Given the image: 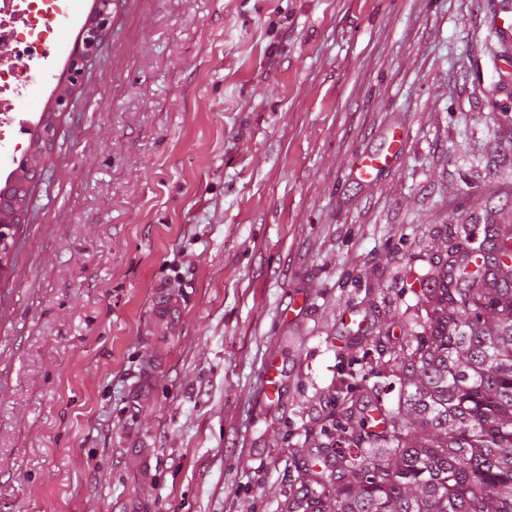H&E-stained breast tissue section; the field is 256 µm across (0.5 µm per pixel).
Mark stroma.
Here are the masks:
<instances>
[{"mask_svg": "<svg viewBox=\"0 0 512 512\" xmlns=\"http://www.w3.org/2000/svg\"><path fill=\"white\" fill-rule=\"evenodd\" d=\"M72 5L14 103L55 135L16 149L0 512H282L347 362L409 336L448 229L512 209V0H122L71 87ZM283 378V370L277 360L270 358L266 368L265 389L261 397H268L269 399L275 396L280 397L283 391Z\"/></svg>", "mask_w": 512, "mask_h": 512, "instance_id": "obj_1", "label": "stroma"}]
</instances>
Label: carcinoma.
I'll use <instances>...</instances> for the list:
<instances>
[{
	"label": "carcinoma",
	"mask_w": 512,
	"mask_h": 512,
	"mask_svg": "<svg viewBox=\"0 0 512 512\" xmlns=\"http://www.w3.org/2000/svg\"><path fill=\"white\" fill-rule=\"evenodd\" d=\"M25 196L5 181L0 214ZM445 247L425 318L370 371L396 401L346 387L336 437L297 454L285 512H512V229L465 226Z\"/></svg>",
	"instance_id": "cac0c4a2"
}]
</instances>
